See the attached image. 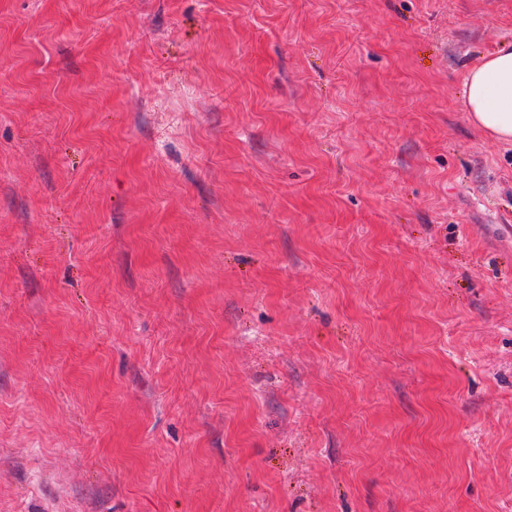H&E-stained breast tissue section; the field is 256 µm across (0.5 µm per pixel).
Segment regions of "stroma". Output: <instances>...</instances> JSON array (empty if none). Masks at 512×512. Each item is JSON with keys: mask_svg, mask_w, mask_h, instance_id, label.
<instances>
[{"mask_svg": "<svg viewBox=\"0 0 512 512\" xmlns=\"http://www.w3.org/2000/svg\"><path fill=\"white\" fill-rule=\"evenodd\" d=\"M512 0H0V512H512ZM464 106L474 126L491 139L512 145V41L503 42L468 70Z\"/></svg>", "mask_w": 512, "mask_h": 512, "instance_id": "obj_1", "label": "stroma"}]
</instances>
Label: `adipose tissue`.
I'll use <instances>...</instances> for the list:
<instances>
[{"instance_id":"1","label":"adipose tissue","mask_w":512,"mask_h":512,"mask_svg":"<svg viewBox=\"0 0 512 512\" xmlns=\"http://www.w3.org/2000/svg\"><path fill=\"white\" fill-rule=\"evenodd\" d=\"M464 106L474 126L491 139L512 145V41L503 42L468 70Z\"/></svg>"}]
</instances>
